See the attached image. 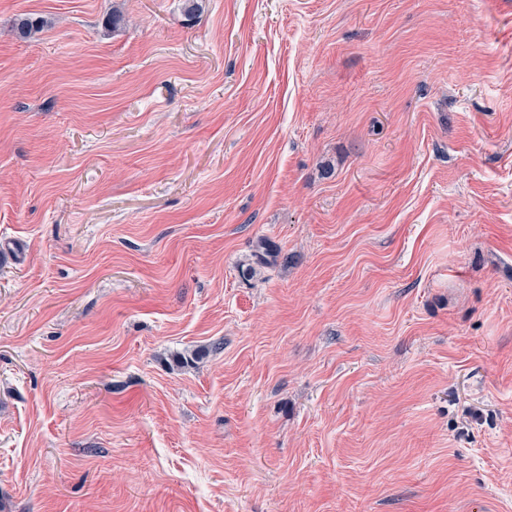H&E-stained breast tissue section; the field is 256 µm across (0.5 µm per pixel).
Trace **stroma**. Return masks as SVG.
I'll return each instance as SVG.
<instances>
[{
	"mask_svg": "<svg viewBox=\"0 0 512 512\" xmlns=\"http://www.w3.org/2000/svg\"><path fill=\"white\" fill-rule=\"evenodd\" d=\"M198 4L0 0V512H512V0Z\"/></svg>",
	"mask_w": 512,
	"mask_h": 512,
	"instance_id": "obj_1",
	"label": "stroma"
}]
</instances>
